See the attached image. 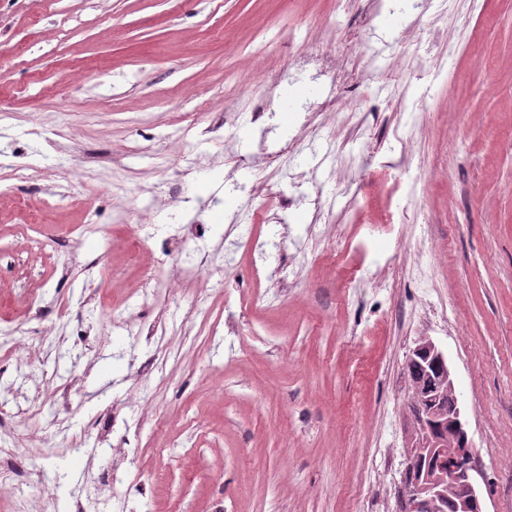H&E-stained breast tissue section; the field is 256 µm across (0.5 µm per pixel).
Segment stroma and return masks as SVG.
Returning a JSON list of instances; mask_svg holds the SVG:
<instances>
[{
    "label": "stroma",
    "instance_id": "obj_1",
    "mask_svg": "<svg viewBox=\"0 0 512 512\" xmlns=\"http://www.w3.org/2000/svg\"><path fill=\"white\" fill-rule=\"evenodd\" d=\"M367 51L340 112L300 57ZM278 81L267 170L251 99ZM233 115L218 144L188 132ZM0 446L59 485L18 479L0 512H399L407 362L430 337L451 366L484 512H512V0H426L373 17L353 0H0ZM223 197L191 224L166 205ZM357 197L362 211L347 209ZM223 253L225 286L143 305L171 225ZM154 241L127 260L139 225ZM278 246L294 273L244 250ZM105 306L85 303L88 281ZM161 322L171 343L109 325ZM42 346L40 363L27 350ZM108 407L112 445L68 448ZM38 421H31L32 405ZM128 476L116 501L104 481Z\"/></svg>",
    "mask_w": 512,
    "mask_h": 512
}]
</instances>
